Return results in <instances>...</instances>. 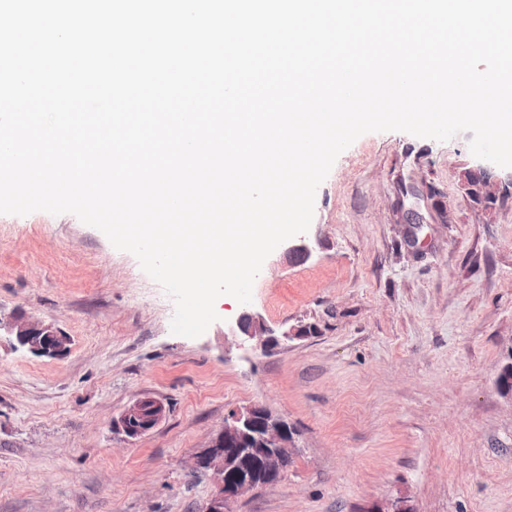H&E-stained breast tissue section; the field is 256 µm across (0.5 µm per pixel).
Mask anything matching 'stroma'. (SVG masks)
<instances>
[{"mask_svg":"<svg viewBox=\"0 0 512 512\" xmlns=\"http://www.w3.org/2000/svg\"><path fill=\"white\" fill-rule=\"evenodd\" d=\"M471 138L370 132L338 156L311 257L280 244L255 279L268 324L316 327L269 353L225 338L229 296L173 334L163 288L75 215L0 214V307L71 338L59 359L0 338V512H202L212 481L186 462L254 403L301 452L234 512H512V185L466 196ZM145 397L166 416L126 440L113 421Z\"/></svg>","mask_w":512,"mask_h":512,"instance_id":"1","label":"stroma"}]
</instances>
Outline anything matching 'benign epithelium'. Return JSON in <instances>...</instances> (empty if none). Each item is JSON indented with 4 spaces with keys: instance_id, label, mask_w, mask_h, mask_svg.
<instances>
[{
    "instance_id": "7a95c632",
    "label": "benign epithelium",
    "mask_w": 512,
    "mask_h": 512,
    "mask_svg": "<svg viewBox=\"0 0 512 512\" xmlns=\"http://www.w3.org/2000/svg\"><path fill=\"white\" fill-rule=\"evenodd\" d=\"M480 180H475V177ZM461 189L476 203H493L503 193L502 181L491 169L478 164L458 173ZM0 332L14 337L18 346L36 356L58 358L69 350L70 339L58 328L19 311L0 309ZM307 325L281 332L271 329L251 308H245L234 324L224 328L254 349L267 350L303 338ZM165 408L155 399L144 398L129 405L116 420L126 439H137L153 430L163 419ZM300 453L296 432L281 416L262 404L230 410L224 426L202 452L190 458L188 468L210 473L214 490L205 512H233L231 505L244 495L276 484L273 474ZM367 512H414L408 500L387 499Z\"/></svg>"
}]
</instances>
